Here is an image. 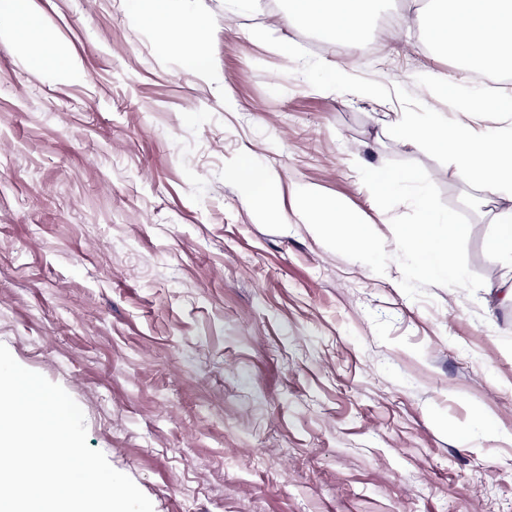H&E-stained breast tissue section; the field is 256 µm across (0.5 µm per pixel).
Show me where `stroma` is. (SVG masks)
<instances>
[{"label": "stroma", "mask_w": 512, "mask_h": 512, "mask_svg": "<svg viewBox=\"0 0 512 512\" xmlns=\"http://www.w3.org/2000/svg\"><path fill=\"white\" fill-rule=\"evenodd\" d=\"M172 6L207 14L201 76L137 0H32L76 63L56 72L0 18V344L72 396L153 512H512V261L455 160L396 129L473 121L420 80L474 85L416 23L430 0H389L367 58L284 25L288 0ZM245 160L284 222L229 176ZM391 160L467 214L476 294L412 299L397 261L376 274L299 214L311 185L395 252L408 208L357 172Z\"/></svg>", "instance_id": "obj_1"}]
</instances>
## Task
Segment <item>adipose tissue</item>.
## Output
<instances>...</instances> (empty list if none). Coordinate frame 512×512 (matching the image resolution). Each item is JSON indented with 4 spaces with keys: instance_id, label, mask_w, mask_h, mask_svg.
I'll return each mask as SVG.
<instances>
[{
    "instance_id": "ef3b65f1",
    "label": "adipose tissue",
    "mask_w": 512,
    "mask_h": 512,
    "mask_svg": "<svg viewBox=\"0 0 512 512\" xmlns=\"http://www.w3.org/2000/svg\"><path fill=\"white\" fill-rule=\"evenodd\" d=\"M139 21L157 31L164 42L200 61L195 38L207 25L204 12L181 19L171 0H139ZM378 0H288L286 20L296 27L317 28L337 41L355 43L364 36ZM11 23L15 39L31 61L47 70L66 66L67 60L46 37L28 0H0V15ZM431 43L442 54L457 57L465 66L491 73L512 72V0H438L427 23ZM399 132L409 142L426 141L438 152L455 158L460 172L487 196H512V126L493 136L475 134L464 126L448 125L441 115L423 120L403 118ZM231 177L245 191L262 216L278 219L266 187L269 174L244 164Z\"/></svg>"
}]
</instances>
